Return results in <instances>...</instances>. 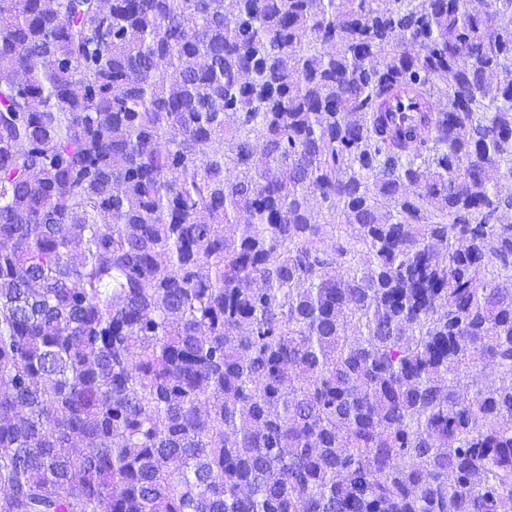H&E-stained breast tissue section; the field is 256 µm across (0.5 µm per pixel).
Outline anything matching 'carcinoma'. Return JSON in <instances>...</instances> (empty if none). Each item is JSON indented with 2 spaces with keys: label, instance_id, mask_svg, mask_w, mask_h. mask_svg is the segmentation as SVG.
<instances>
[{
  "label": "carcinoma",
  "instance_id": "carcinoma-1",
  "mask_svg": "<svg viewBox=\"0 0 512 512\" xmlns=\"http://www.w3.org/2000/svg\"><path fill=\"white\" fill-rule=\"evenodd\" d=\"M0 512H512V0H0ZM418 111V104L404 95L394 97L387 108V112H391L394 122L402 126L410 121L414 113Z\"/></svg>",
  "mask_w": 512,
  "mask_h": 512
}]
</instances>
